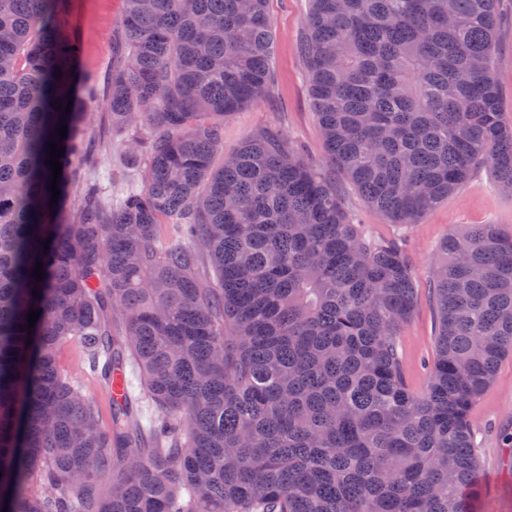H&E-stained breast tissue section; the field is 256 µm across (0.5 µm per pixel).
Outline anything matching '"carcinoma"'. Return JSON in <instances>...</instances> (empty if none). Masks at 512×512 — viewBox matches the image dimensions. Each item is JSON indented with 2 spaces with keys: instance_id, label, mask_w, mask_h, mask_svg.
<instances>
[{
  "instance_id": "1",
  "label": "carcinoma",
  "mask_w": 512,
  "mask_h": 512,
  "mask_svg": "<svg viewBox=\"0 0 512 512\" xmlns=\"http://www.w3.org/2000/svg\"><path fill=\"white\" fill-rule=\"evenodd\" d=\"M125 2L106 103L142 185L70 207L96 92L64 0H0V512H474L472 409L512 355V233L473 224L441 244L437 353L413 389L401 246L353 223L280 133L214 167L224 118L271 88L268 0ZM309 2L311 105L371 206L415 224L479 166L512 193L497 0ZM70 344L107 384L138 369L149 425L130 396L101 422L58 364Z\"/></svg>"
}]
</instances>
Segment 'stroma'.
I'll return each mask as SVG.
<instances>
[{
  "instance_id": "obj_1",
  "label": "stroma",
  "mask_w": 512,
  "mask_h": 512,
  "mask_svg": "<svg viewBox=\"0 0 512 512\" xmlns=\"http://www.w3.org/2000/svg\"><path fill=\"white\" fill-rule=\"evenodd\" d=\"M125 10V0H68L67 20L79 43L78 71L94 90H105L112 75V40ZM268 11L277 38L273 51L274 81L267 98L234 113L224 121V151H236L245 138L274 129L300 145L306 158L323 167L326 150L318 120L310 106L306 65L299 51L309 0H270ZM499 33L492 76L501 90L505 117L512 122V0H498ZM88 134L101 148L92 165L81 168L72 187L79 196L97 186L112 202H119L137 182L138 170L124 152L122 138L112 130L103 102L90 106ZM342 203L354 223L374 236L401 239L415 269L417 306L399 338V352L407 379L420 389L428 382L424 368L435 354L436 316L428 293L436 251L451 233L470 224H496L512 232V195L502 192L487 168H477L465 185L449 194L418 223L396 226L364 200L343 174H336ZM58 362L64 374L88 399L109 416L107 387L93 373L87 359L73 345L62 347ZM475 451L480 462L481 494L477 512H512V356L498 366L493 386L473 413Z\"/></svg>"
}]
</instances>
